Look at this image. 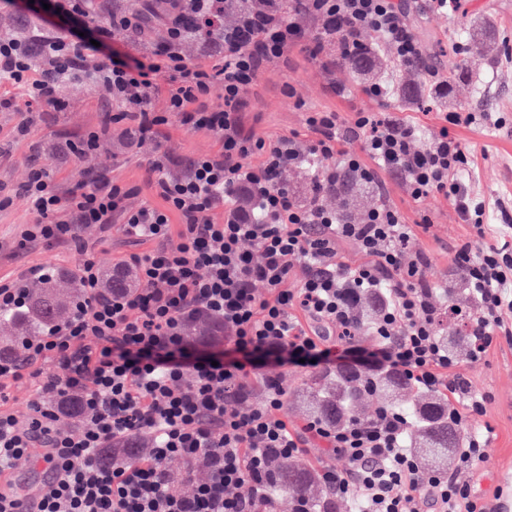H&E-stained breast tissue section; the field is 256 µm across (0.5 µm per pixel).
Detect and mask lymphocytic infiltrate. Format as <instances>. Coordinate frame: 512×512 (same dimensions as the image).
Masks as SVG:
<instances>
[{
    "instance_id": "obj_1",
    "label": "lymphocytic infiltrate",
    "mask_w": 512,
    "mask_h": 512,
    "mask_svg": "<svg viewBox=\"0 0 512 512\" xmlns=\"http://www.w3.org/2000/svg\"><path fill=\"white\" fill-rule=\"evenodd\" d=\"M261 2L242 4L229 27L225 0H143L142 8L97 26L92 42L73 30L38 42L0 40V85L13 90L0 96V112L21 113L15 140L27 136L31 113L64 109L61 86L92 84L111 106L104 124L125 123L131 142L154 147L145 165L153 198L135 206L134 188L102 174L63 196L38 166L20 187L37 215L25 240L61 241L80 226L116 223L147 250L128 258L138 270L131 291L105 292L99 265L83 260L78 271L86 295L71 317L27 340L25 366L0 362V393L26 378L35 388L28 427L0 404V464L27 463L38 445L56 472L34 504L0 478V512H257L271 454L291 459L313 444L344 462L341 470L326 467L324 481L358 500L363 512H420L425 501L436 512H490L466 479L486 458L488 438L473 428L485 398L468 390L458 357L436 334L425 256L415 247L416 231L431 225L430 215L420 213L410 225L383 202L354 221L337 217L322 198L347 178L383 191V173L395 172L413 200L438 194L452 202L483 242L477 251L464 243L454 256L478 308L467 334L469 358L479 360L512 336V242L505 232L512 211L501 208L503 225L487 223L484 200L462 180L472 158L455 130L499 128L504 120L491 112H448L438 135L426 141L410 118L312 112L310 138L260 136L244 115L264 68L299 44L314 57L324 49L322 38L302 44L293 14L317 22L342 54L357 52L359 36L373 32L401 69H420L424 59L406 0ZM149 15L162 19L165 32L142 57L99 55V46L114 38L140 36ZM191 36L203 46L195 60L183 51ZM174 123L208 132L216 144L177 177L168 171L178 158L158 145ZM308 158L324 166L302 201L280 175ZM342 240L356 244L359 262L341 259ZM359 291L384 295L371 325L376 361L456 402L464 443L452 473L423 471L404 447L406 419L387 408L342 427L316 420L289 425L277 368L292 359L327 366L353 352L350 298ZM199 312L223 324L231 359L196 355L184 326ZM259 370L266 397L246 403V379ZM71 394L82 398L74 431L61 428L58 411ZM145 432L154 436L148 455L100 464L116 437ZM174 457L207 462V479L190 494L171 489L164 464Z\"/></svg>"
}]
</instances>
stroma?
<instances>
[{
    "label": "stroma",
    "mask_w": 512,
    "mask_h": 512,
    "mask_svg": "<svg viewBox=\"0 0 512 512\" xmlns=\"http://www.w3.org/2000/svg\"><path fill=\"white\" fill-rule=\"evenodd\" d=\"M456 11L438 12L431 0H409L411 20L421 39L426 62L440 73L455 66L466 67L468 82L456 88L454 102H446L434 90H427L422 106L405 107L397 96L379 101L365 91L366 79L336 71L331 63L337 55L333 40H326L321 58L310 57L301 47H293L260 76L249 92L250 108L245 123L261 136L276 138L305 133V117L311 111L392 112L416 119L426 137L439 129V113L497 112L506 124L500 128L458 129L457 134L473 155V163L463 179L488 206L487 221L499 223L495 203L512 198V59L477 54L468 34L472 22L483 16L497 20L495 32L512 47V0H460ZM69 21L43 8L40 0H0V38L53 36L69 28ZM65 111L51 109L38 113L29 138L16 141L10 136L21 120L18 112H0V188L13 195L11 204L0 209V278L24 280L30 270L49 268L77 271L83 257L93 258L101 271L115 269L118 262L137 252L119 227L102 231L92 226L78 233L77 240L65 243L28 242L23 238L35 215L27 200L19 195L20 184L31 166H48L54 184L68 193L87 179L88 173H105L126 186L139 188L140 198H149L144 187V160L115 131H102L105 100L98 88L84 86L67 90ZM101 130L106 155L92 154L75 160L59 152L67 140H78L91 130ZM162 143L182 161L214 150L206 132H191L179 125L167 127ZM384 180L388 197L406 222L417 211H429L433 223L419 232V244L428 255L426 276L433 286L435 307L465 304L461 271L454 263L459 244L469 239L471 229L463 224L450 201L436 195L416 201L403 191L397 176ZM314 367L292 363L282 368L280 379L286 392L284 411L292 425L302 426L304 385ZM460 372L471 392L486 396V410L474 424L487 435V457L468 476L473 490L496 505L497 512H512V343L494 346L481 360L463 361Z\"/></svg>",
    "instance_id": "obj_1"
}]
</instances>
